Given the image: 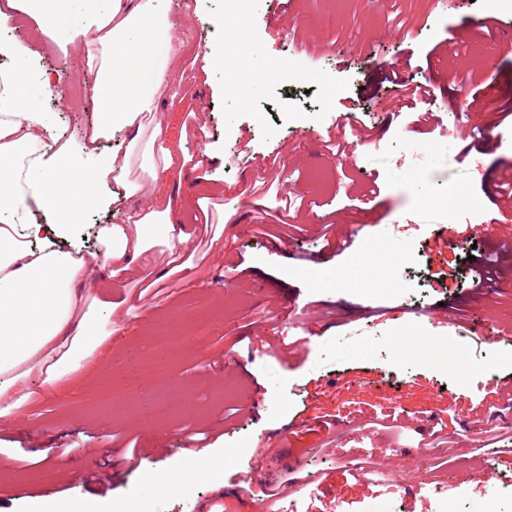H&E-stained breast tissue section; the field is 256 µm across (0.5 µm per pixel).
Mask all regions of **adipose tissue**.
Instances as JSON below:
<instances>
[{"label":"adipose tissue","instance_id":"ef3b65f1","mask_svg":"<svg viewBox=\"0 0 512 512\" xmlns=\"http://www.w3.org/2000/svg\"><path fill=\"white\" fill-rule=\"evenodd\" d=\"M165 0H6L0 31L9 33V65L0 70V420L17 421L29 399L31 381L54 390L93 355L105 339L117 303L102 301L82 282L89 262L81 249L61 251L93 207H111L98 190L113 174L126 175L130 157L88 149L92 164L80 167L70 143L50 145L51 116L40 100L52 79L37 70L25 39L14 32L16 15L36 22L61 53L77 49L95 75L94 93L109 92L111 108L101 110L93 139L127 129L146 140L144 179L125 183L128 195H150L159 170L174 157L161 124H148L172 78L178 37L164 10ZM169 251L189 249L191 233L172 224L168 210L150 208L127 223L104 225L98 237L103 277L140 261L156 242ZM224 474L220 455L189 453L186 463L157 474L154 485L189 486L197 471Z\"/></svg>","mask_w":512,"mask_h":512}]
</instances>
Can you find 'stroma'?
<instances>
[{
    "mask_svg": "<svg viewBox=\"0 0 512 512\" xmlns=\"http://www.w3.org/2000/svg\"><path fill=\"white\" fill-rule=\"evenodd\" d=\"M273 9V0H248L250 37L293 72L269 77L244 103L227 89L231 72L204 61L223 51L235 0H167L179 45L157 118L181 169L160 191L196 251L174 257L158 245L154 276L134 266L90 280L100 298L131 303L71 385L34 393L18 425H0L5 512H29L56 491L103 505L131 497L145 512H437L436 488L451 485L460 512H512L489 491L512 479V410L494 392L512 387V346L494 339L512 328V256L497 252L499 236L465 231L443 251L429 247L454 225L512 226L492 188L512 167V122H499L485 89L492 78L498 96L512 98V12H491L487 0H288L277 18ZM16 24L52 75L45 107L55 132L84 143L97 119L84 58L50 47L32 19ZM391 65L401 81L429 86L415 110L398 108ZM427 111L433 120L416 124ZM444 126L459 129L452 144L439 138ZM413 148L419 167L392 164ZM206 149L213 158L198 166ZM102 192L111 209L89 211L60 249L75 242L94 253L99 225L125 223L143 206L120 181ZM352 232L350 249L326 251L327 236ZM217 233L223 245L210 248ZM366 251L395 263L367 277ZM473 256L497 264L494 290L476 307ZM431 271L447 273L448 292L425 285ZM419 305L474 329L412 319ZM174 327L180 351L151 353ZM262 331L285 333L298 357L258 346ZM147 354L169 372L165 389L128 369ZM107 377L120 399L103 398ZM161 402L169 414L157 415ZM193 446L234 449L223 485L205 471L182 492L148 484ZM61 448L72 466L52 482L30 480ZM386 462L402 472L387 487L355 470Z\"/></svg>",
    "mask_w": 512,
    "mask_h": 512,
    "instance_id": "1",
    "label": "stroma"
}]
</instances>
